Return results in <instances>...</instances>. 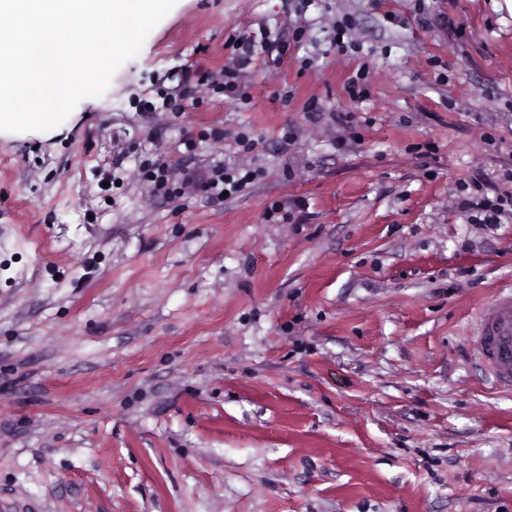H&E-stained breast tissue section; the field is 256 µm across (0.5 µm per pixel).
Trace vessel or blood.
Returning a JSON list of instances; mask_svg holds the SVG:
<instances>
[{
    "label": "vessel or blood",
    "instance_id": "1",
    "mask_svg": "<svg viewBox=\"0 0 512 512\" xmlns=\"http://www.w3.org/2000/svg\"><path fill=\"white\" fill-rule=\"evenodd\" d=\"M478 350L483 364L505 387L512 386V289H498L479 312Z\"/></svg>",
    "mask_w": 512,
    "mask_h": 512
}]
</instances>
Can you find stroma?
Listing matches in <instances>:
<instances>
[{"instance_id": "stroma-1", "label": "stroma", "mask_w": 512, "mask_h": 512, "mask_svg": "<svg viewBox=\"0 0 512 512\" xmlns=\"http://www.w3.org/2000/svg\"><path fill=\"white\" fill-rule=\"evenodd\" d=\"M238 31L245 95L206 92ZM220 162L243 192L181 188ZM479 173L512 191V0H177L103 96L0 131V512H512Z\"/></svg>"}]
</instances>
